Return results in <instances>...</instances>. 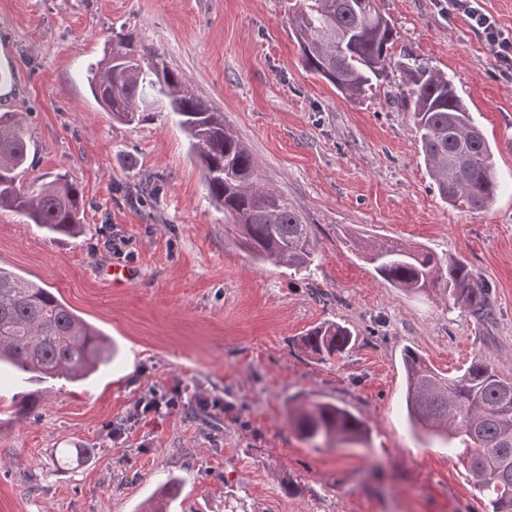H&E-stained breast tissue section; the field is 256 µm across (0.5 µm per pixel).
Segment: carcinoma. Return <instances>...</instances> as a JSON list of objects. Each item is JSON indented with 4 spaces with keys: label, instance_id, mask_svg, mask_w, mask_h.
Here are the masks:
<instances>
[{
    "label": "carcinoma",
    "instance_id": "obj_1",
    "mask_svg": "<svg viewBox=\"0 0 512 512\" xmlns=\"http://www.w3.org/2000/svg\"><path fill=\"white\" fill-rule=\"evenodd\" d=\"M290 24L304 68L348 99L365 97L390 79L392 70L400 71L402 94L413 108L418 143L440 197L471 212L489 207L498 183L482 128L446 73L413 57L393 61L389 50L397 32L376 0H297ZM110 53H134L137 63L119 78L103 58L89 67L88 84L104 110L132 122L152 111L157 98H165L239 246L262 262L295 270L310 267L316 252L311 225L288 197L262 182L249 150L224 123V113L200 98L162 54L136 48L133 34L119 36ZM28 143L25 113H0V209L51 233L76 236L83 228L82 191L65 175L36 189L24 187ZM364 249L375 272L394 287L416 293L439 286L448 300L476 318L491 316V289L465 261L394 242H370ZM351 341L348 327L327 321L299 337L297 346L325 362ZM113 356L111 341L64 301L0 267V362L36 381L79 382L111 364ZM403 365L413 427L458 440L451 451L474 486L486 493L488 512H512V378L483 359L445 377L412 350L405 351ZM34 405L31 393L15 396L20 418ZM291 421L307 442H362L367 435L363 421L331 402L302 405ZM179 488L177 480L168 481L150 510L141 512H168Z\"/></svg>",
    "mask_w": 512,
    "mask_h": 512
}]
</instances>
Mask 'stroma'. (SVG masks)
<instances>
[{"instance_id":"obj_1","label":"stroma","mask_w":512,"mask_h":512,"mask_svg":"<svg viewBox=\"0 0 512 512\" xmlns=\"http://www.w3.org/2000/svg\"><path fill=\"white\" fill-rule=\"evenodd\" d=\"M294 2L0 0V113L27 115L23 184L65 173L85 200L84 229L66 240L0 211V267L118 347L85 382L38 384L23 420L13 398L29 384L0 366V512H139L170 477L181 489L169 512H485L447 442L412 433L402 355L449 376L478 357L512 375V73L449 0H379L393 54L447 73L494 147L498 196L456 209L426 172L396 83L352 102L304 69ZM120 32L223 112L264 182L311 224L310 270L235 244L164 106L127 123L94 100L87 70ZM362 236L465 261L491 289V319L438 288H394L355 246ZM115 265L132 279L107 282ZM327 320L353 338L319 362L296 340ZM153 389L179 392L178 406L136 415ZM311 401L347 407L368 441H304L290 411Z\"/></svg>"}]
</instances>
